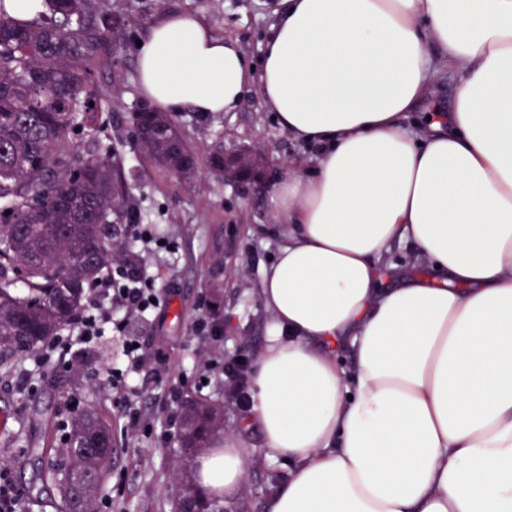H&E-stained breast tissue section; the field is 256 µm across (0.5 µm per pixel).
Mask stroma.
I'll return each instance as SVG.
<instances>
[{"instance_id":"35a3bbf8","label":"stroma","mask_w":512,"mask_h":512,"mask_svg":"<svg viewBox=\"0 0 512 512\" xmlns=\"http://www.w3.org/2000/svg\"><path fill=\"white\" fill-rule=\"evenodd\" d=\"M105 10L124 16L127 33L108 44L110 67L97 71L101 117L108 127L104 149L118 147L129 184L130 206L147 228L164 227L176 250L139 246L143 268L152 272L167 299L159 320L130 318L146 361L129 374L146 429L133 439L122 432L124 419L104 370L116 361L121 341L112 333L82 347L74 368L38 366L24 355L0 369V464L18 493L21 512H53L49 494L35 496L31 483L39 468L25 456L35 437L62 447L76 410L97 402L112 422L117 445L112 466L97 495L96 512H171L176 437L161 440L163 409H180L184 396L195 395L224 405V435L242 441L252 452L251 467L240 496L224 512H264L274 481L286 473L284 461L268 455L258 429L245 428L248 410L225 400L224 383L208 368L213 337L224 353L256 360L268 315L258 291L263 267L271 265L281 243L264 194L221 183L203 175L191 185L174 184L144 156L134 139L129 109L141 98L134 44L162 14L179 11L206 22L215 35L238 43L249 63L259 65L265 36L274 21L271 0H96ZM179 120L200 152L216 142L260 151L271 168L293 161L312 168L317 150L284 132L255 91H247L237 109L201 117L183 112Z\"/></svg>"}]
</instances>
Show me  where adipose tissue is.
<instances>
[{
    "mask_svg": "<svg viewBox=\"0 0 512 512\" xmlns=\"http://www.w3.org/2000/svg\"><path fill=\"white\" fill-rule=\"evenodd\" d=\"M260 69L171 12L136 50L165 112L232 111L249 82L319 150L278 171L284 238L249 420L289 464L265 512H512V0H278ZM450 77L447 109L406 124ZM419 263L387 285L394 242ZM234 439L195 486L238 496Z\"/></svg>",
    "mask_w": 512,
    "mask_h": 512,
    "instance_id": "1",
    "label": "adipose tissue"
}]
</instances>
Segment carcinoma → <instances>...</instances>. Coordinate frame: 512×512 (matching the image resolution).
Here are the masks:
<instances>
[{"label": "carcinoma", "mask_w": 512, "mask_h": 512, "mask_svg": "<svg viewBox=\"0 0 512 512\" xmlns=\"http://www.w3.org/2000/svg\"><path fill=\"white\" fill-rule=\"evenodd\" d=\"M0 0V367L37 354L84 311L89 286L111 266L141 264L122 235L134 222L121 189L122 158L99 151L102 126L92 91L94 71L108 62L105 45L119 29L94 0H45L31 21L3 13ZM147 159L180 185L192 174L196 147L170 113L142 112L133 122ZM86 143L78 152L74 131ZM224 179V143L208 152ZM196 414L183 422L178 457L182 488L200 512H224L194 486L191 463L224 430V406L193 397ZM114 444L112 426L92 404L70 421L62 453L32 439L25 453L41 464L55 490L57 512H94Z\"/></svg>", "instance_id": "obj_1"}]
</instances>
